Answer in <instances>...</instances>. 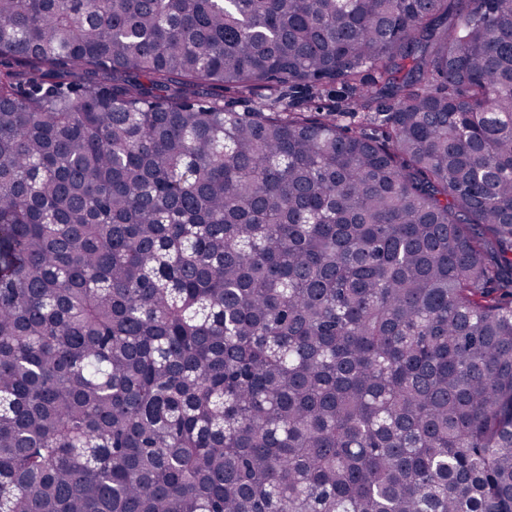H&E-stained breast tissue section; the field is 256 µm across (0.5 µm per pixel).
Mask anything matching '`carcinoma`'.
I'll return each mask as SVG.
<instances>
[{"label":"carcinoma","instance_id":"1","mask_svg":"<svg viewBox=\"0 0 512 512\" xmlns=\"http://www.w3.org/2000/svg\"><path fill=\"white\" fill-rule=\"evenodd\" d=\"M0 512H512V0H0Z\"/></svg>","mask_w":512,"mask_h":512}]
</instances>
